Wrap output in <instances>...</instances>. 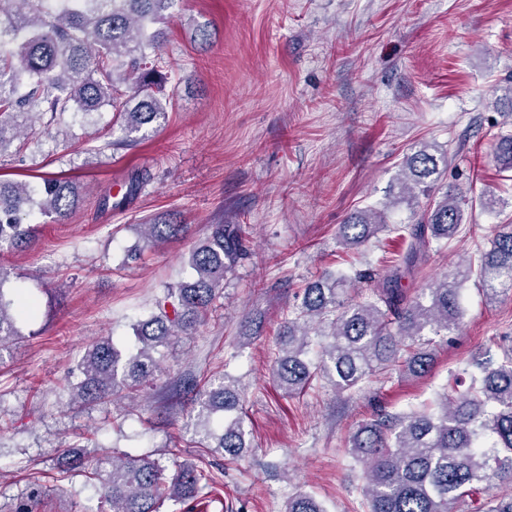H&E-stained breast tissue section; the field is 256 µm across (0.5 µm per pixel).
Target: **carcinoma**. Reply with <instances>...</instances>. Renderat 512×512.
Wrapping results in <instances>:
<instances>
[{"label":"carcinoma","instance_id":"cac0c4a2","mask_svg":"<svg viewBox=\"0 0 512 512\" xmlns=\"http://www.w3.org/2000/svg\"><path fill=\"white\" fill-rule=\"evenodd\" d=\"M176 0H0V157L12 142L34 135L37 120L65 112L88 116L109 108L125 134L136 141L146 127H160L172 98L164 94L168 74L147 65L145 49L160 48ZM493 159L512 171V133L494 136ZM444 152L422 143L402 166L397 201L413 220L397 231L408 234L413 264L433 242L458 232L473 201L440 182ZM427 204L420 206V199ZM80 204L74 182L44 177L32 186L0 179V250L25 248L36 239L35 215L64 222ZM148 243L187 231V225L157 221L143 225ZM388 228L387 210L368 208L341 226L339 243L352 249ZM490 249L459 261L451 273L411 297L401 276H387L376 300L347 295L351 281L325 274L304 288L301 304L279 338L273 370L286 394L301 392L316 377L339 392L358 386L379 369L401 377L421 376L433 361L429 331L451 333L463 322L462 289L474 281L486 302L512 294V225L495 226ZM247 255L241 224H210L190 251L196 277L167 288L157 311L132 324L133 340L120 345L101 338L86 350L72 385V402L90 405L122 393L134 399L159 371L158 348L197 330L224 297V274ZM11 273L0 266V354L22 338L18 321L36 312L33 302L5 287ZM319 361L307 359L315 339ZM479 375L468 386L442 394L432 410L379 411L349 439L348 453L364 467L365 512H454L475 484L490 494L486 512H512V344L498 359L476 363ZM239 389L224 377L197 397L195 432L212 452L230 460L248 448ZM67 472L98 481L100 498L111 512H160L165 500L187 504L216 481L193 462L125 453L88 458L67 451ZM285 512H325L314 496L301 492Z\"/></svg>","mask_w":512,"mask_h":512}]
</instances>
